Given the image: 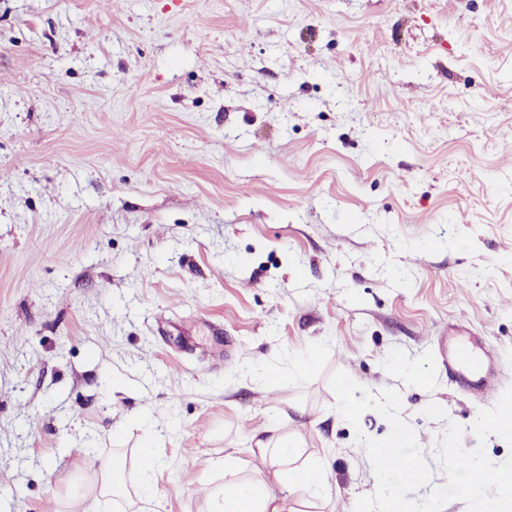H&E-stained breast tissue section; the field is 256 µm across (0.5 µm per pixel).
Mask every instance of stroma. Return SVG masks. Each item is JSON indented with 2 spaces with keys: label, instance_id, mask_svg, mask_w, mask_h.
Segmentation results:
<instances>
[{
  "label": "stroma",
  "instance_id": "35a3bbf8",
  "mask_svg": "<svg viewBox=\"0 0 512 512\" xmlns=\"http://www.w3.org/2000/svg\"><path fill=\"white\" fill-rule=\"evenodd\" d=\"M473 337L488 393L448 373ZM337 370L436 483L512 385V0H0V507L148 443L156 500L92 512H208L277 421L331 483L288 512H353L388 423Z\"/></svg>",
  "mask_w": 512,
  "mask_h": 512
}]
</instances>
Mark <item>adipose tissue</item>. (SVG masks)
<instances>
[{
  "instance_id": "obj_1",
  "label": "adipose tissue",
  "mask_w": 512,
  "mask_h": 512,
  "mask_svg": "<svg viewBox=\"0 0 512 512\" xmlns=\"http://www.w3.org/2000/svg\"><path fill=\"white\" fill-rule=\"evenodd\" d=\"M253 441V453L265 462V471L216 489L209 512H285V495H325L327 476L322 468L285 469V462L300 455L302 446L279 425L255 433Z\"/></svg>"
}]
</instances>
